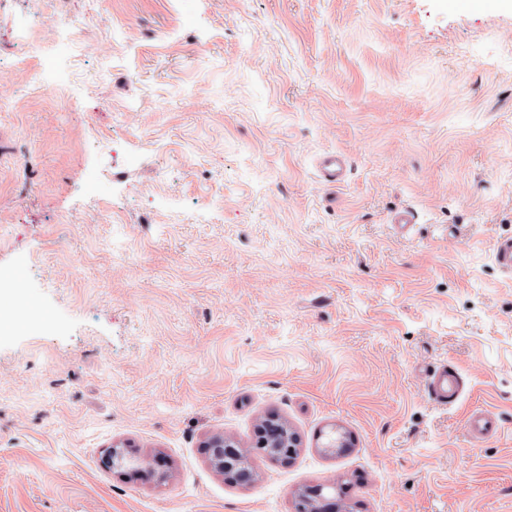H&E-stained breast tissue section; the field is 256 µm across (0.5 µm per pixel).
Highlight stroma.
Here are the masks:
<instances>
[{
    "label": "stroma",
    "mask_w": 512,
    "mask_h": 512,
    "mask_svg": "<svg viewBox=\"0 0 512 512\" xmlns=\"http://www.w3.org/2000/svg\"><path fill=\"white\" fill-rule=\"evenodd\" d=\"M0 68V512H512V0H0ZM270 415L296 457L226 482ZM316 168L320 181L335 186L344 180L346 161L339 153H325L317 158ZM427 390L430 398L438 404L454 403L464 386L463 378L455 368L447 365L433 367L426 375ZM467 428L474 437L478 438L495 434L498 430L493 416L485 411L471 414L467 419ZM240 449L224 436H214L207 443L210 461L227 479L247 482L252 476L248 473L252 464L241 461ZM108 463L111 464L112 468H124L131 474H142L146 476V473L138 467V461L136 457L126 451L124 448L114 445L108 454ZM296 512L344 511L336 506V499L323 495V486H313L297 493Z\"/></svg>",
    "instance_id": "obj_1"
}]
</instances>
